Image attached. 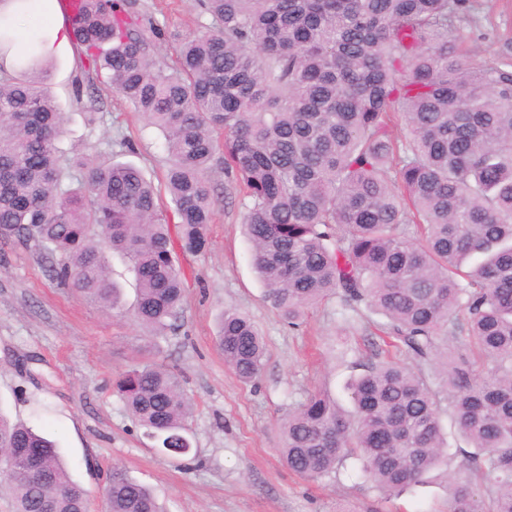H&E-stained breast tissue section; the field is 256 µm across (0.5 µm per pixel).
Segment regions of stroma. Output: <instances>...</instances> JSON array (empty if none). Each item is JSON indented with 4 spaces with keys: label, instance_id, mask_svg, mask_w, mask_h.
Wrapping results in <instances>:
<instances>
[{
    "label": "stroma",
    "instance_id": "obj_1",
    "mask_svg": "<svg viewBox=\"0 0 512 512\" xmlns=\"http://www.w3.org/2000/svg\"><path fill=\"white\" fill-rule=\"evenodd\" d=\"M140 2L163 31L197 28L194 0ZM480 17L479 28L464 29L463 48L490 60L512 40V0H480ZM76 73L75 57H55L52 91L68 118L65 144L107 157L125 140L133 150L123 161L163 187L167 155L158 131L105 87L103 110L87 124L71 94ZM208 239L202 252L179 254L187 278L183 313L176 329L154 337L132 319L136 291L121 260L111 270L125 310L110 316L60 284L35 244L0 237V414L56 441L73 479L90 493V512H100L99 488L115 468L150 486L166 512H447V490L437 481L385 499L354 467L307 481L283 464L282 419L318 388L350 408L344 385L351 362L381 339L365 319L342 318L333 297L299 326L283 321L264 299L237 198L221 196ZM227 307L246 312L264 336L256 383L240 382L216 346ZM137 361L177 372L194 401L192 451L182 460L152 448L112 390L113 379Z\"/></svg>",
    "mask_w": 512,
    "mask_h": 512
}]
</instances>
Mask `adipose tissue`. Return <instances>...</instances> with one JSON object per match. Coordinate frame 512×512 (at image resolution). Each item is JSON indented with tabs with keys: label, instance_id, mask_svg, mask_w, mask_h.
Wrapping results in <instances>:
<instances>
[{
	"label": "adipose tissue",
	"instance_id": "ef3b65f1",
	"mask_svg": "<svg viewBox=\"0 0 512 512\" xmlns=\"http://www.w3.org/2000/svg\"><path fill=\"white\" fill-rule=\"evenodd\" d=\"M31 15L47 18L48 27L21 28V20ZM1 32L9 33L16 39L14 49L5 60L9 68L17 66L20 54L27 51L45 58L73 50L69 28L59 14L57 0H0Z\"/></svg>",
	"mask_w": 512,
	"mask_h": 512
}]
</instances>
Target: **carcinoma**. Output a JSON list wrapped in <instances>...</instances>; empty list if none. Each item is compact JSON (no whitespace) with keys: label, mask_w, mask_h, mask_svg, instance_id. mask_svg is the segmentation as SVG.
<instances>
[{"label":"carcinoma","mask_w":512,"mask_h":512,"mask_svg":"<svg viewBox=\"0 0 512 512\" xmlns=\"http://www.w3.org/2000/svg\"><path fill=\"white\" fill-rule=\"evenodd\" d=\"M203 30L173 33L177 62L138 0H77L69 20L82 78L119 94L164 138L174 208L131 163L69 158L67 123L35 54L0 65V236L52 259L56 278L123 310L110 261L133 276L137 324L162 336L182 313L177 253L207 244L218 195L235 185L265 298L289 324L334 295L382 319L412 359L373 349L350 378L353 409L309 394L283 424L282 458L306 480L360 462L389 498L437 471L448 512H512V42L494 60L457 43L476 0H196ZM217 346L243 382L262 338L226 308ZM144 435L190 450L193 401L179 377L136 362L113 383ZM448 421L467 447H451ZM0 493L10 512H87L56 445L0 416ZM102 512H163L112 471Z\"/></svg>","instance_id":"cac0c4a2"}]
</instances>
